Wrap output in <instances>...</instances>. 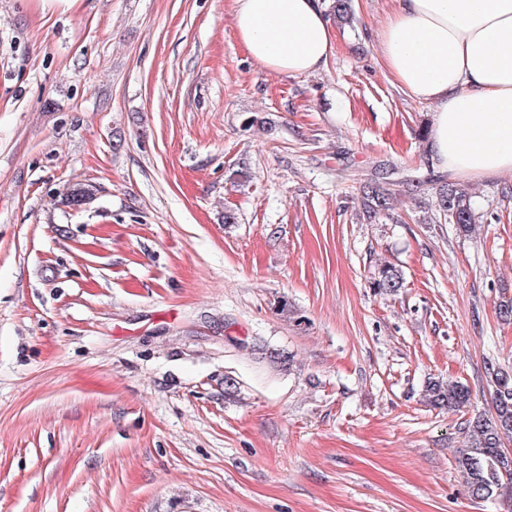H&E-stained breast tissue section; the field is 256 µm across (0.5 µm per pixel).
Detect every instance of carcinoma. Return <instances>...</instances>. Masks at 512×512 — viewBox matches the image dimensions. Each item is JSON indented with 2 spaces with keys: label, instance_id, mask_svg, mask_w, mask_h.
Listing matches in <instances>:
<instances>
[{
  "label": "carcinoma",
  "instance_id": "cac0c4a2",
  "mask_svg": "<svg viewBox=\"0 0 512 512\" xmlns=\"http://www.w3.org/2000/svg\"><path fill=\"white\" fill-rule=\"evenodd\" d=\"M94 191L86 184L70 186L61 199L69 208L78 204L79 197ZM439 209L454 224L457 232L467 235L474 230L475 213L471 195L457 183L441 180L435 187ZM392 194L373 176L363 185L362 203L367 217L372 219L390 209ZM373 290L382 295H395L403 287L400 272L391 265L377 267L370 277ZM493 384L495 416L475 417L465 428L466 449L456 457V467L463 486L474 499H490L506 494L512 496V451L504 441H512V373L504 369L490 372ZM424 397L437 408H463L470 403L471 393L456 381L433 380L426 385Z\"/></svg>",
  "mask_w": 512,
  "mask_h": 512
}]
</instances>
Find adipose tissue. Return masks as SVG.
<instances>
[{
  "label": "adipose tissue",
  "instance_id": "adipose-tissue-1",
  "mask_svg": "<svg viewBox=\"0 0 512 512\" xmlns=\"http://www.w3.org/2000/svg\"><path fill=\"white\" fill-rule=\"evenodd\" d=\"M382 30L385 67L433 103L428 148L469 180L512 172V0H395ZM241 43L264 69L320 71L337 41L320 0H234Z\"/></svg>",
  "mask_w": 512,
  "mask_h": 512
}]
</instances>
